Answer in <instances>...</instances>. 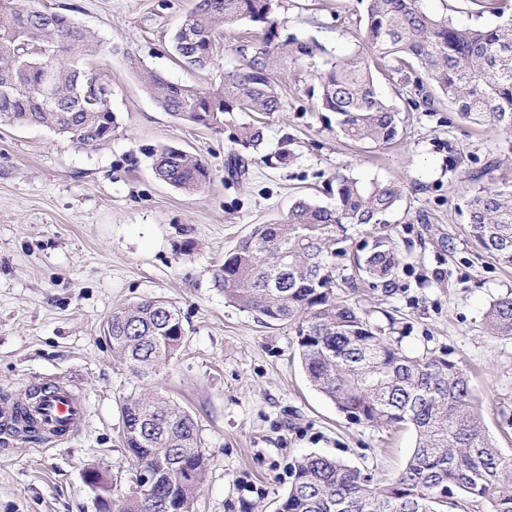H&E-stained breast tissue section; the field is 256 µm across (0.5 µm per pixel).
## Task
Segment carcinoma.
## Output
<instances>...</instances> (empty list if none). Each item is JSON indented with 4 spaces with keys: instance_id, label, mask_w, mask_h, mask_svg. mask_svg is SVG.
I'll list each match as a JSON object with an SVG mask.
<instances>
[{
    "instance_id": "carcinoma-1",
    "label": "carcinoma",
    "mask_w": 512,
    "mask_h": 512,
    "mask_svg": "<svg viewBox=\"0 0 512 512\" xmlns=\"http://www.w3.org/2000/svg\"><path fill=\"white\" fill-rule=\"evenodd\" d=\"M361 2L362 40L373 58L387 63L411 104L433 110L437 89L461 115L479 113L512 128V14L501 0H473L500 19L475 29L436 19L422 0ZM243 20L265 24L263 40L243 55V67L224 73L219 87L203 92L156 72L141 74L164 111L205 126L233 112L280 111L270 60L278 52L311 56L314 47L279 40L274 0H198L173 36V53L183 65L204 69L213 64L215 34ZM110 52L66 14L52 22L39 8L0 0V119L49 127L77 149L104 145L116 118L108 85L90 64ZM318 81V108L336 113L344 138L375 146L399 138L403 119L378 92L367 57L332 62ZM233 141L259 149L264 122L236 125ZM152 169L185 193L209 180L200 158L171 146L152 152ZM400 199L393 181L338 174L333 205L297 198L282 221L254 226L215 275L224 299L265 324L288 325L310 383L349 422L409 425L416 432L405 469L385 481L327 456L302 457L292 465L282 512H444L460 494L485 512H512V456H503L486 433L466 370L442 356L406 352L340 294L343 285L355 286L334 263L347 254L351 226L369 227L354 255L355 273L387 286L397 277L401 257L386 215ZM468 223L473 240L511 267L512 180L488 177L468 204ZM110 322L112 352L141 378L156 373L183 343L178 311L165 300L145 299L114 312ZM483 323L488 334L512 338V292L489 305ZM121 412L130 460L155 479L150 496L125 497L112 512H193L207 468L197 422L149 388L128 397Z\"/></svg>"
}]
</instances>
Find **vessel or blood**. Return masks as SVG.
Wrapping results in <instances>:
<instances>
[{"label": "vessel or blood", "mask_w": 512, "mask_h": 512, "mask_svg": "<svg viewBox=\"0 0 512 512\" xmlns=\"http://www.w3.org/2000/svg\"><path fill=\"white\" fill-rule=\"evenodd\" d=\"M29 406L33 424L31 440L35 442H63L76 431L77 421L85 413V402L68 385L46 381L45 388L37 399L30 403L5 396L0 398V433L13 435L14 424L22 406Z\"/></svg>", "instance_id": "1"}]
</instances>
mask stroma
I'll return each mask as SVG.
<instances>
[{"label":"stroma","mask_w":512,"mask_h":512,"mask_svg":"<svg viewBox=\"0 0 512 512\" xmlns=\"http://www.w3.org/2000/svg\"><path fill=\"white\" fill-rule=\"evenodd\" d=\"M64 10L112 54L100 65L116 117L111 140L79 150L44 126L0 122V396L22 398L49 378L74 385L86 404L77 435L56 445L0 438V512H99L89 470L107 474L113 499L128 492L130 462L121 407L141 379L112 354L113 312L159 297L178 310L183 346L153 375L152 389L198 422L207 456L195 512H276L296 459L317 453L398 475L415 433L349 423L308 382L287 326L262 324L224 299L214 274L257 224L282 220L302 195L331 204L336 174L396 180L402 198L388 217L403 264L394 285L360 286L351 298L374 320L391 313L408 352L440 355L467 370L485 426L512 455V339L486 335L489 304L512 291L467 232L466 203L489 163L512 177V130L463 118L446 96L433 111L408 109L385 77L381 95L402 112L398 144L364 153L318 111L308 90L327 62L361 52L359 0H279L280 39L316 44L311 57L275 55L270 74L281 111L266 116L265 152L289 141L293 161L265 164L231 138L245 113L203 126L173 119L149 96L141 69L208 89L239 65L238 49L261 41L262 24L225 33L213 68L189 70L172 37L194 0H31ZM461 27L489 26L472 0H424ZM138 67H131V60ZM163 145L200 156L211 179L197 193L157 179L150 153ZM245 176H231V156Z\"/></svg>","instance_id":"obj_1"}]
</instances>
